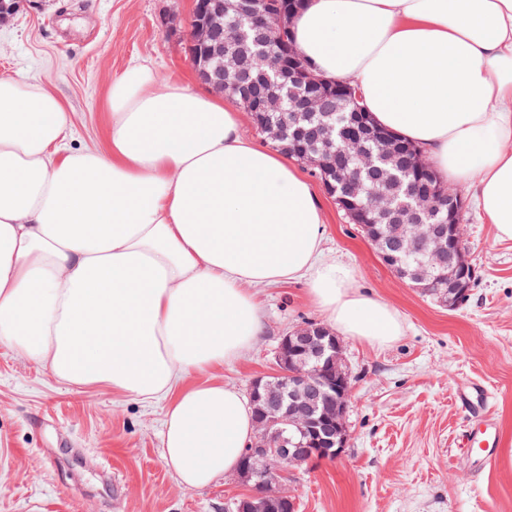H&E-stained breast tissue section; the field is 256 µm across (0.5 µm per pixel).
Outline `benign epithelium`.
Masks as SVG:
<instances>
[{
  "label": "benign epithelium",
  "mask_w": 512,
  "mask_h": 512,
  "mask_svg": "<svg viewBox=\"0 0 512 512\" xmlns=\"http://www.w3.org/2000/svg\"><path fill=\"white\" fill-rule=\"evenodd\" d=\"M300 0L288 2V13H261L258 24L265 30L281 27L285 19H293L300 8ZM193 14L190 27L191 39L197 43L214 42L211 57L193 59L191 64L197 78L208 85L224 81V51L226 46L241 43L243 35L233 25H224V0H200ZM288 94L296 112H326L332 100L342 96L355 104L359 93L345 84L336 85L332 80L299 66L289 76ZM343 153L358 162L353 168H336L333 176L346 189L343 204H353L359 195L362 172L373 163L370 140L357 137L344 141ZM463 195L443 182L424 194L415 189L409 201L394 205L391 195L372 196L368 201L349 211L351 220L368 231L363 223V213L386 215L399 214L403 223L414 229L431 212L445 209L447 216L437 224L409 240L408 247L399 255L382 254L383 262L392 270L407 264L410 253L421 254L425 262L419 264L420 273L434 279L440 300L450 308L463 302L469 295L474 266L462 249V225L458 215L465 209ZM276 371L271 374L275 382L260 377L252 382L250 402L256 414L259 433L251 444L247 458L254 462L235 471V480L248 482L258 475L255 464L278 463L290 471L302 458L319 454L325 458L342 455L348 442L346 413L351 393V373L348 370L343 346L329 328L305 324L284 336L275 355ZM284 421L288 428L271 429ZM236 512H282L283 507L293 510L294 499L279 478L256 481L255 492L235 502Z\"/></svg>",
  "instance_id": "7a95c632"
}]
</instances>
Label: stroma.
<instances>
[{"label":"stroma","instance_id":"obj_1","mask_svg":"<svg viewBox=\"0 0 512 512\" xmlns=\"http://www.w3.org/2000/svg\"><path fill=\"white\" fill-rule=\"evenodd\" d=\"M193 0H25L0 23V77L41 82L72 117L73 146L107 150L105 102L136 62L205 94L189 62ZM325 216L322 258L352 267L362 288L397 309L405 332L385 347L343 338L353 376L349 444L336 460L291 472L297 512H512V241L497 240L464 191V240L476 276L467 301L440 306L395 276L307 166ZM258 299L265 331L241 357L188 376L248 392L271 373L282 336L326 322L305 283L272 285ZM492 395L500 447L487 466L460 440L474 412L467 384ZM165 401L106 386H71L0 343V512H224L252 494L222 478L178 484L161 458Z\"/></svg>","mask_w":512,"mask_h":512}]
</instances>
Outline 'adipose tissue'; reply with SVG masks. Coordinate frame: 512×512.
Here are the masks:
<instances>
[{
	"label": "adipose tissue",
	"instance_id": "obj_1",
	"mask_svg": "<svg viewBox=\"0 0 512 512\" xmlns=\"http://www.w3.org/2000/svg\"><path fill=\"white\" fill-rule=\"evenodd\" d=\"M292 33L512 240V0H304ZM106 110L109 153L76 150L54 94L0 78V342L60 381L167 399L162 459L204 488L237 469L255 423L235 387L183 379L256 344V287L305 282L337 333L371 345L404 321L322 261L312 186L221 98L136 63Z\"/></svg>",
	"mask_w": 512,
	"mask_h": 512
}]
</instances>
